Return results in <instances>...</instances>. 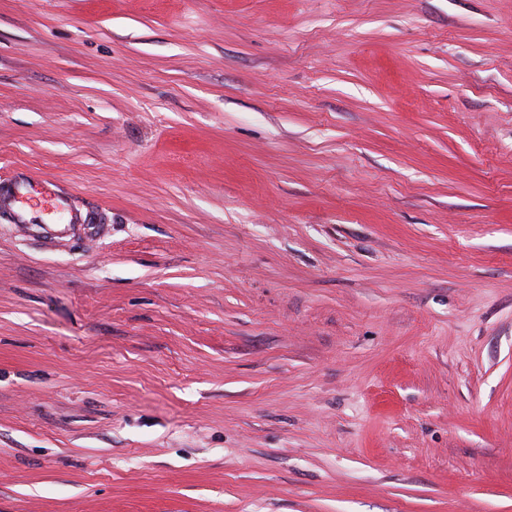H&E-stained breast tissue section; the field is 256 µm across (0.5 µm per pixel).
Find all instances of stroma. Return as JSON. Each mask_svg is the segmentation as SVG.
Returning a JSON list of instances; mask_svg holds the SVG:
<instances>
[{"mask_svg": "<svg viewBox=\"0 0 512 512\" xmlns=\"http://www.w3.org/2000/svg\"><path fill=\"white\" fill-rule=\"evenodd\" d=\"M0 512H512V0H0Z\"/></svg>", "mask_w": 512, "mask_h": 512, "instance_id": "stroma-1", "label": "stroma"}]
</instances>
